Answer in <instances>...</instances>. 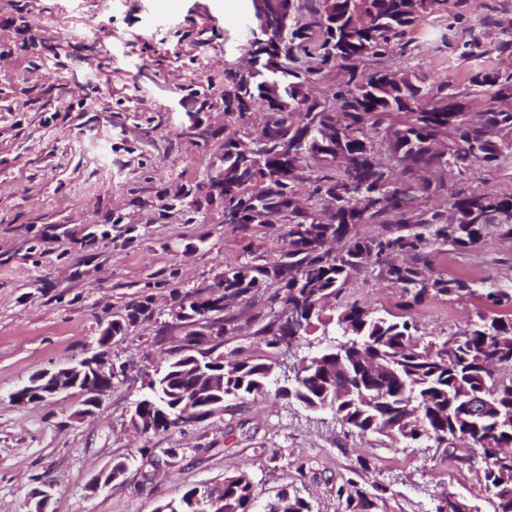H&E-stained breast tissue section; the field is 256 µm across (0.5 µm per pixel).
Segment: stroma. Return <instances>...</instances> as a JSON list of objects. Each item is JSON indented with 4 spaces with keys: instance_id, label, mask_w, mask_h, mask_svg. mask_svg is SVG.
Wrapping results in <instances>:
<instances>
[{
    "instance_id": "35a3bbf8",
    "label": "stroma",
    "mask_w": 512,
    "mask_h": 512,
    "mask_svg": "<svg viewBox=\"0 0 512 512\" xmlns=\"http://www.w3.org/2000/svg\"><path fill=\"white\" fill-rule=\"evenodd\" d=\"M250 0H0V512H32L50 484L53 512H154L192 487L250 476L258 507L297 490L314 512H336L335 490L360 460L365 484L388 485L379 512H434L441 494L489 512L475 468L426 448H396L379 434L340 427L287 399H233L202 422L146 438L130 426L139 375L163 367L186 327L169 324L172 289L212 284L244 256L275 255L281 224L242 235L224 221L208 181L238 126L224 114L225 74L245 63ZM491 41L483 19L512 22V0H448L414 29L412 59L393 58L428 82L465 88L472 71L512 72V56L466 60L441 41ZM199 121L207 139L186 136ZM433 272L512 288V240L489 236L470 252L438 254ZM153 298L155 316L113 339L133 366L94 416L77 396L20 405L11 395L37 371L81 360L113 313ZM345 299L397 311L398 286L360 276ZM477 298H427L411 314L422 332L467 327ZM263 297L236 305L224 355L258 357ZM150 447L156 461L139 453ZM117 459L125 476L93 493Z\"/></svg>"
}]
</instances>
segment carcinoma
<instances>
[{"label": "carcinoma", "instance_id": "carcinoma-1", "mask_svg": "<svg viewBox=\"0 0 512 512\" xmlns=\"http://www.w3.org/2000/svg\"><path fill=\"white\" fill-rule=\"evenodd\" d=\"M447 0H304L273 12L288 28L273 51L250 50L248 64L225 75L224 115L246 122L265 112L260 139L245 133L224 142V223L247 232L262 217L288 220V246L273 258L248 257L224 269L219 297L206 288L173 290L175 306L190 327L183 345L154 373L135 412L167 433L183 420L200 421L211 403L258 398L278 382L273 357L227 359L220 352L237 318L229 300L278 288L268 296L265 323L255 336L274 352L287 351L328 330L343 339L288 367L291 382L278 393L308 411H329L361 434L394 444L427 442L468 463L482 459L491 512H512V288L474 287L462 278L434 277L433 257L443 247L466 250L495 233L512 239V195L472 187L474 166L512 165V73L480 69L460 91L448 83L425 84L410 69L387 64L397 52L411 56V32ZM512 54V27L489 44L472 38L460 57ZM329 74L331 93L315 95ZM492 89L496 109L474 119L466 98ZM388 154L398 176L383 164ZM268 179L265 186L257 183ZM308 185V196L299 189ZM448 194L446 211L418 202ZM319 204L324 218L310 207ZM360 224L379 230L361 237ZM358 275L397 285L418 304L429 295L478 297L481 311L468 328L425 338L413 319L378 314L356 302L335 310ZM154 312L146 296L127 305L101 331L98 352L111 336L127 335ZM354 476L336 489V512H376L388 487L367 489ZM254 485L244 472L224 485L191 488L163 512H254ZM265 512H313L311 503L286 488Z\"/></svg>", "mask_w": 512, "mask_h": 512}]
</instances>
